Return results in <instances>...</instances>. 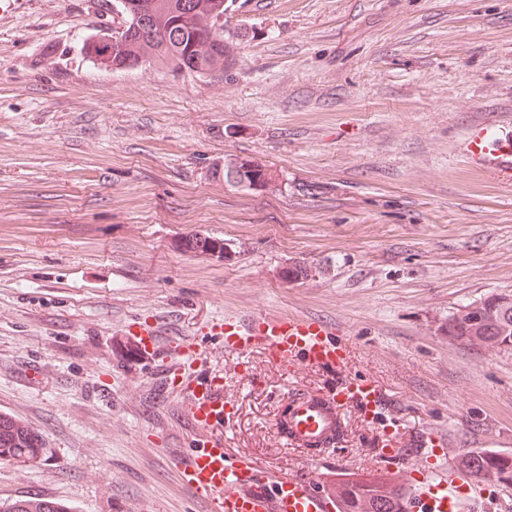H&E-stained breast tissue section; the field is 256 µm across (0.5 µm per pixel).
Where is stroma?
Here are the masks:
<instances>
[{
	"label": "stroma",
	"instance_id": "1",
	"mask_svg": "<svg viewBox=\"0 0 512 512\" xmlns=\"http://www.w3.org/2000/svg\"><path fill=\"white\" fill-rule=\"evenodd\" d=\"M238 49L223 76L112 71L85 39L119 29L115 0L0 10V414L46 452L0 463V503L69 512H213L177 471L189 417L173 343L224 375L229 458L331 489L403 491L467 451L512 456V347L465 348L452 312L512 290V181L463 154L470 127L512 123V0H227ZM234 155L284 171L267 192L212 179ZM223 239V256L187 250ZM306 269L289 276L290 267ZM336 325L345 370L228 355L227 315ZM155 330L146 359L129 324ZM370 381L321 465L271 425L288 388ZM399 421L396 467L380 462ZM440 441L420 447L423 433ZM1 512H68L59 502L37 497L18 499L0 506Z\"/></svg>",
	"mask_w": 512,
	"mask_h": 512
}]
</instances>
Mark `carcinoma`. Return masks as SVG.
<instances>
[{
    "label": "carcinoma",
    "instance_id": "cac0c4a2",
    "mask_svg": "<svg viewBox=\"0 0 512 512\" xmlns=\"http://www.w3.org/2000/svg\"><path fill=\"white\" fill-rule=\"evenodd\" d=\"M174 8L153 9L152 26L166 29L180 14L177 8L182 0H168ZM197 9L196 20L184 27L178 47L169 50L150 37L112 43L114 56L128 54L142 62L161 63L173 71H187L200 77H209L233 65L237 57L230 52L220 36L210 37V21L215 6L224 0H190ZM186 246L202 252L223 250L224 243L217 238L195 237ZM481 335L507 340L512 336V314L489 309L482 316ZM44 450L41 437L8 415H0V462H35ZM456 465L461 473L484 482L508 484L512 482V457L495 453L465 451L457 455ZM336 495L338 512H404V500L398 487L387 496L379 494L377 486L367 483H341L331 490ZM0 512H68L59 502L37 497L18 499L0 506Z\"/></svg>",
    "mask_w": 512,
    "mask_h": 512
}]
</instances>
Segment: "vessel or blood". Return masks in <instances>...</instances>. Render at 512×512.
I'll return each mask as SVG.
<instances>
[{"mask_svg": "<svg viewBox=\"0 0 512 512\" xmlns=\"http://www.w3.org/2000/svg\"><path fill=\"white\" fill-rule=\"evenodd\" d=\"M471 161L485 170H512V130L487 121L473 126L465 140ZM224 350L241 354L254 348L279 361L343 369L346 346L335 327L297 314L259 313L248 318L225 316L218 325ZM182 393L198 443L181 460L183 483L209 500L215 512H336V499L312 476L272 478L252 457L224 456V391L216 374L190 378ZM378 398L369 382L347 378L325 392L289 390L273 416L284 445L310 461L334 449L348 434L350 410L371 412ZM480 492L483 481L464 478L453 463L436 466L415 485L407 512H463L461 486Z\"/></svg>", "mask_w": 512, "mask_h": 512, "instance_id": "b4317fda", "label": "vessel or blood"}]
</instances>
